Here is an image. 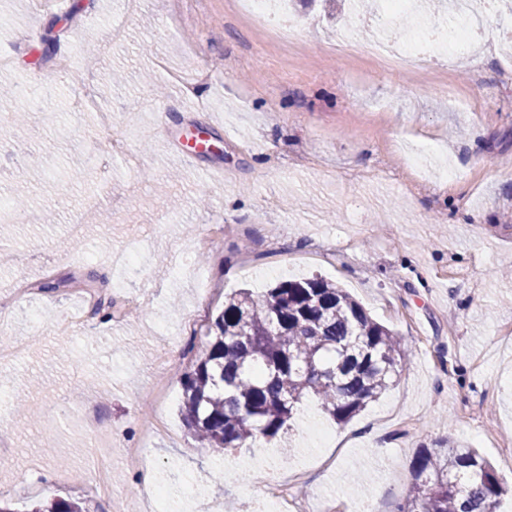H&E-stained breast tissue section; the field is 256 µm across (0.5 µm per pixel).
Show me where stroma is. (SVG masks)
<instances>
[{"instance_id":"1","label":"stroma","mask_w":512,"mask_h":512,"mask_svg":"<svg viewBox=\"0 0 512 512\" xmlns=\"http://www.w3.org/2000/svg\"><path fill=\"white\" fill-rule=\"evenodd\" d=\"M355 0L296 8L285 47L235 14L232 0H0V202L27 195L0 268V336L24 352L0 361V502L87 512H252L266 480L294 487L306 512H396L420 448L452 438L512 482V53L476 45L408 76L337 53L341 33L369 38ZM82 73L70 82L44 54ZM125 83L106 87L107 69ZM93 109L73 116L76 100ZM112 112L104 133L95 107ZM211 148L181 155L192 130ZM130 133L127 153L111 136ZM385 159L386 170L373 166ZM83 227L73 248L71 225ZM224 242L185 266L207 227ZM135 248L133 264L112 253ZM320 276L392 329L410 361L347 423L307 399L288 447L260 440L218 458L197 448L181 414V375L199 357L224 296ZM59 290L37 291L38 283ZM113 300L120 317L91 313ZM78 309L83 325L55 330ZM160 413L164 429L144 439ZM139 456L164 486L147 496ZM110 460L98 495L64 476Z\"/></svg>"}]
</instances>
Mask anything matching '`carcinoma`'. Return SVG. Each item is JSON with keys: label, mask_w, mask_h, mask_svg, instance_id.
Returning a JSON list of instances; mask_svg holds the SVG:
<instances>
[{"label": "carcinoma", "mask_w": 512, "mask_h": 512, "mask_svg": "<svg viewBox=\"0 0 512 512\" xmlns=\"http://www.w3.org/2000/svg\"><path fill=\"white\" fill-rule=\"evenodd\" d=\"M210 332L180 383L188 432L216 457L278 437L308 397L347 422L379 399L407 362L392 330L321 277L281 281L262 295L234 291ZM410 474L400 512H494L512 492L475 449L454 442L422 449ZM34 512L85 507L56 500Z\"/></svg>", "instance_id": "cac0c4a2"}]
</instances>
